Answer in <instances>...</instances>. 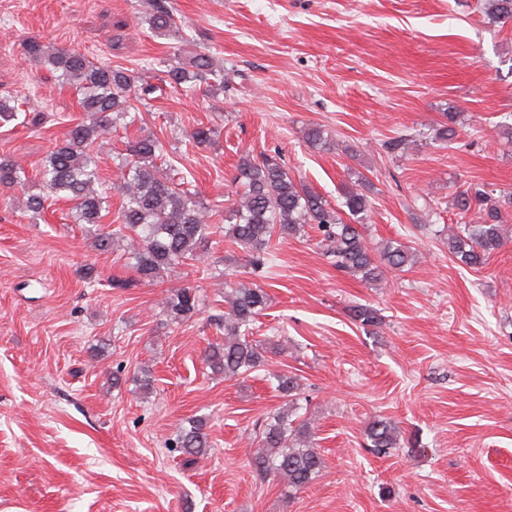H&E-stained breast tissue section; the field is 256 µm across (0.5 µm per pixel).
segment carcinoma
Returning <instances> with one entry per match:
<instances>
[{"mask_svg": "<svg viewBox=\"0 0 512 512\" xmlns=\"http://www.w3.org/2000/svg\"><path fill=\"white\" fill-rule=\"evenodd\" d=\"M480 10L492 23L512 24V0H482ZM149 29L156 36L174 32L176 22L166 0H154L148 18ZM24 55L36 65L59 74L61 79L83 92L80 108L83 117L72 126L65 138L56 143L40 166L42 194H29L27 211L39 215L48 198L70 203V213L78 224L99 226L106 197L98 190L99 156L93 143L112 132L114 118L130 108V98L147 101L157 91L151 83L135 84L130 70L121 66L96 64L77 49L49 48L38 40L23 45ZM171 87L199 84L224 85V70L214 66L207 54L195 55L188 67L173 65L167 70ZM23 101L0 97V123L16 121L23 112ZM446 121L435 129V137L452 142L458 136L457 113H444ZM214 129L203 124L189 133L196 146L211 144ZM164 145L147 135L129 141L125 152L113 161L121 172L114 186L122 203L118 212L119 226L95 234V247L109 252L120 242L129 267L142 282L151 283L179 265H194L203 253L213 226L209 207L190 188L192 181L177 179L163 171ZM25 170L17 162L0 158V186L24 187ZM243 189L239 200L225 217L224 237L240 247L248 256L249 273L263 278L266 254L274 234L286 238L296 236L309 227L321 236L320 243L335 259L337 269L361 280L381 283L386 271L400 269L416 262L417 254L409 247L388 242L373 247L359 227L365 224L371 209L368 196L357 188H348L341 207L348 211L346 222L339 211L301 181L292 178L281 156L263 154L258 158L241 156L234 177ZM455 209L467 213L476 208L482 221L459 224L448 230V250L463 265L477 269L507 245L502 211L512 208V191L490 189L484 184L470 185L452 200ZM227 311L222 318L224 343L206 351L204 362L224 378L244 377L267 364L266 354L274 348L266 341L247 339L245 330L269 303L265 288L256 283L224 280ZM197 289L184 286L171 290L164 299L162 312L170 321L180 324L193 319L198 312ZM278 391L288 399V407L272 416L259 442L262 452L252 464L260 471L278 476L289 488L299 491L310 484L324 467L323 458L314 448L315 432L308 420L295 422L291 405L297 401L296 378L276 374ZM367 436L379 454L397 447V427L377 420L366 428ZM176 447L191 456L204 455L210 447L204 424L199 422L180 431Z\"/></svg>", "mask_w": 512, "mask_h": 512, "instance_id": "cac0c4a2", "label": "carcinoma"}]
</instances>
